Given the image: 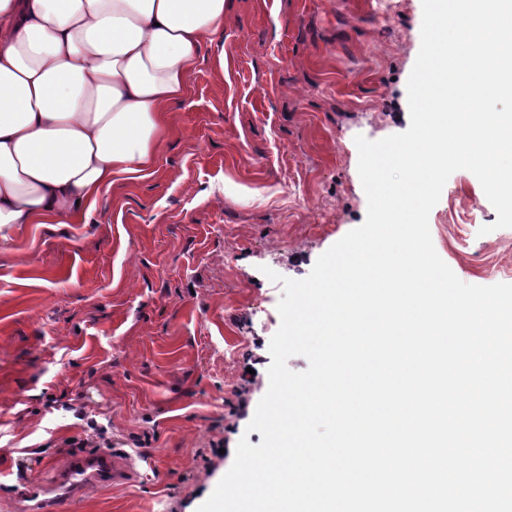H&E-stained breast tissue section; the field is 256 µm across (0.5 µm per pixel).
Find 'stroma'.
Segmentation results:
<instances>
[{
    "label": "stroma",
    "mask_w": 512,
    "mask_h": 512,
    "mask_svg": "<svg viewBox=\"0 0 512 512\" xmlns=\"http://www.w3.org/2000/svg\"><path fill=\"white\" fill-rule=\"evenodd\" d=\"M421 23L422 0H228L152 170L121 177L88 223L0 239V512L98 427L136 473L72 512H197L240 439L260 444L236 408L267 392L280 326L261 269L305 278L364 222L354 139L409 127ZM496 219L466 170L431 210L464 283L512 284V228L479 232Z\"/></svg>",
    "instance_id": "obj_1"
}]
</instances>
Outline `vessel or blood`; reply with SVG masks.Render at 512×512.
<instances>
[{"label":"vessel or blood","instance_id":"1","mask_svg":"<svg viewBox=\"0 0 512 512\" xmlns=\"http://www.w3.org/2000/svg\"><path fill=\"white\" fill-rule=\"evenodd\" d=\"M134 473L133 458L116 453H82L53 461L45 470V484L23 491L26 505L20 512H65L87 488L122 486Z\"/></svg>","mask_w":512,"mask_h":512}]
</instances>
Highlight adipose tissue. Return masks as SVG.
Listing matches in <instances>:
<instances>
[{
  "label": "adipose tissue",
  "instance_id": "1",
  "mask_svg": "<svg viewBox=\"0 0 512 512\" xmlns=\"http://www.w3.org/2000/svg\"><path fill=\"white\" fill-rule=\"evenodd\" d=\"M227 0H0V229L72 224L153 168Z\"/></svg>",
  "mask_w": 512,
  "mask_h": 512
}]
</instances>
